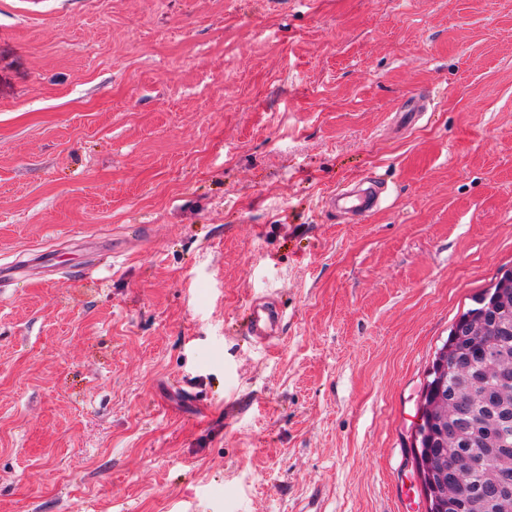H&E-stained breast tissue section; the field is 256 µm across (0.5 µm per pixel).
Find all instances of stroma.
I'll return each mask as SVG.
<instances>
[{"instance_id": "1", "label": "stroma", "mask_w": 512, "mask_h": 512, "mask_svg": "<svg viewBox=\"0 0 512 512\" xmlns=\"http://www.w3.org/2000/svg\"><path fill=\"white\" fill-rule=\"evenodd\" d=\"M3 265L0 512H425L427 370L512 270V0H0ZM368 186L356 192L340 191L331 197V201L336 204V200L342 203L347 209L358 215L366 214L378 206V186L377 181L370 180L366 182ZM279 312L269 302L253 301L249 308L246 330L249 336L259 340L274 336Z\"/></svg>"}]
</instances>
